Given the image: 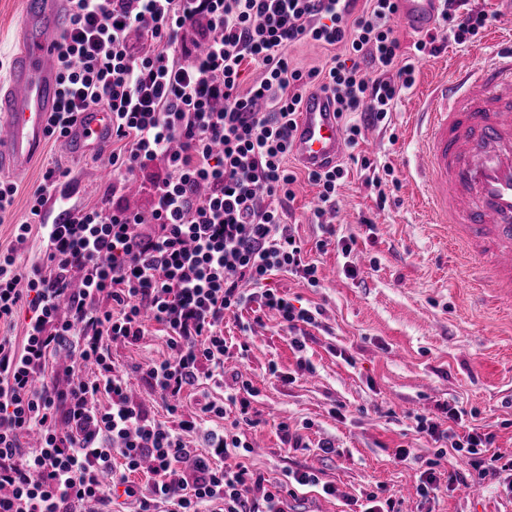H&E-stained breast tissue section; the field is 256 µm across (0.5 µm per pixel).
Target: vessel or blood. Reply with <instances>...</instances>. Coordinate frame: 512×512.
Returning <instances> with one entry per match:
<instances>
[{
  "label": "vessel or blood",
  "instance_id": "1",
  "mask_svg": "<svg viewBox=\"0 0 512 512\" xmlns=\"http://www.w3.org/2000/svg\"><path fill=\"white\" fill-rule=\"evenodd\" d=\"M439 0H400L403 25L437 27ZM65 0H28L21 45L0 84V173H19L47 135L57 103L54 47ZM112 138L109 113H82L65 138L74 152L100 151ZM345 148L343 125L328 96L307 93L293 151L310 168L334 165ZM416 171L434 223L449 225L462 255L484 269L480 282L512 300V49L433 89L422 113Z\"/></svg>",
  "mask_w": 512,
  "mask_h": 512
}]
</instances>
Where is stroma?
<instances>
[{"label": "stroma", "instance_id": "1", "mask_svg": "<svg viewBox=\"0 0 512 512\" xmlns=\"http://www.w3.org/2000/svg\"><path fill=\"white\" fill-rule=\"evenodd\" d=\"M467 7L491 16L487 31L467 45L451 44L416 60V81L394 105L389 125L366 131L358 149L343 153L349 176L339 199L351 214L333 218L336 238L323 249L315 247L323 236L313 222L317 189L295 156L286 160L298 173L286 221L305 242L308 260L326 274L317 288L288 274L271 279L295 307L319 310L316 323L302 328L305 350L293 347L287 325L261 301H248L224 315L229 358L223 385L205 381L183 398L191 412L222 402L237 389L238 377L251 382L257 391L250 407L257 425L249 432L254 468L275 482L285 470L309 467L337 489L330 497L303 488L289 499L288 512H361L359 500L371 491L402 501L405 512H512L511 470L470 472L466 485L427 502L418 493L414 465L396 457L407 448L434 459L443 482L461 468L459 453L416 429V417H440L449 403L467 410V425L494 433L492 454L512 459V301L474 286L448 230L432 235L423 180L413 168L421 93L457 70L491 62L497 46L489 33L512 28V0H468ZM24 11L25 0H0V79L7 78L18 50ZM359 154L393 167L387 200H379L369 172L356 164ZM50 167L70 173L78 183L75 199L85 206L94 205L112 180L97 156L72 154L63 141L45 139L14 178L18 192L11 215L0 222V248L12 244L16 222L28 215L30 191ZM349 238L354 245L345 257L337 244ZM346 264L355 276L343 273ZM243 342L249 345L244 355L238 351ZM112 355L118 365L132 367L164 359L168 349L153 323L136 344L113 343ZM284 421L299 430L300 448L285 441ZM325 442L335 453L321 452Z\"/></svg>", "mask_w": 512, "mask_h": 512}]
</instances>
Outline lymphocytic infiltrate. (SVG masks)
Here are the masks:
<instances>
[{
  "instance_id": "1",
  "label": "lymphocytic infiltrate",
  "mask_w": 512,
  "mask_h": 512,
  "mask_svg": "<svg viewBox=\"0 0 512 512\" xmlns=\"http://www.w3.org/2000/svg\"><path fill=\"white\" fill-rule=\"evenodd\" d=\"M398 0H67L68 27L56 44L59 100L47 120L60 139L82 112L112 115L104 159L112 186L94 206L75 203L67 173L47 168L17 222L14 244L0 250V322L28 310L23 337L0 336V512H285L298 487L319 483L310 471L269 482L243 459L250 452V399L243 382L227 395L230 429H205L224 408L185 413L179 399L201 380L224 381L226 310L249 298L276 311L289 329L316 314L267 288L287 273L320 285L318 267L285 222L297 181L286 159L305 95L330 94L346 142L387 124L415 82L413 57L471 42L488 14L445 0L436 32L404 51L395 29ZM150 42L141 52L132 36ZM312 41L336 48L323 66L303 68L289 51ZM259 79L242 88L245 66ZM162 160L154 186L153 230L112 203L131 176ZM348 171L308 170L318 188L316 220L336 210ZM66 217L44 223L46 204ZM42 264H19L32 232ZM84 272L81 288L69 286ZM254 285L246 296L241 283ZM160 325L168 358L140 365L166 407L152 414L129 393L112 357L115 341L137 342ZM445 421L418 417V432L450 441L472 469L493 434L456 436L465 409L445 405ZM204 431L192 453L187 433ZM194 456L191 473L180 464ZM148 474L131 485L128 473Z\"/></svg>"
}]
</instances>
